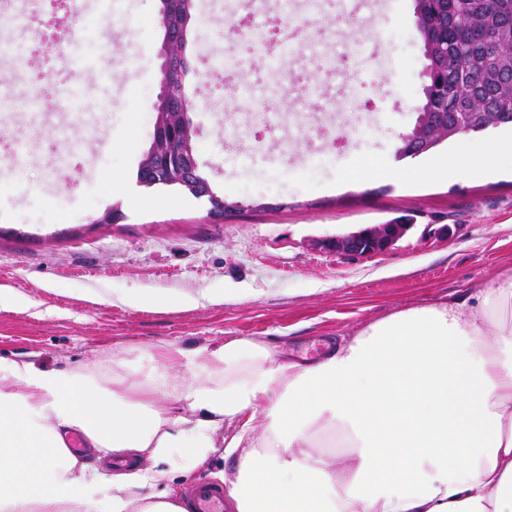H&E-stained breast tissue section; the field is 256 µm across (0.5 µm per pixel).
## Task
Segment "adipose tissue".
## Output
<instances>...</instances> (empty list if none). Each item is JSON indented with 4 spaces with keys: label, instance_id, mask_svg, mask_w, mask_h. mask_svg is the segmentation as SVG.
I'll return each mask as SVG.
<instances>
[{
    "label": "adipose tissue",
    "instance_id": "obj_1",
    "mask_svg": "<svg viewBox=\"0 0 512 512\" xmlns=\"http://www.w3.org/2000/svg\"><path fill=\"white\" fill-rule=\"evenodd\" d=\"M512 163V130L457 136L425 180ZM153 357L87 370L0 358V512H184L171 461L216 453L229 512H512V273L399 311L313 362L251 336L190 376ZM79 434L86 456L66 444ZM345 456H337V449Z\"/></svg>",
    "mask_w": 512,
    "mask_h": 512
}]
</instances>
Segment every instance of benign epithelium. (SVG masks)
Wrapping results in <instances>:
<instances>
[{
	"label": "benign epithelium",
	"mask_w": 512,
	"mask_h": 512,
	"mask_svg": "<svg viewBox=\"0 0 512 512\" xmlns=\"http://www.w3.org/2000/svg\"><path fill=\"white\" fill-rule=\"evenodd\" d=\"M187 43L186 25H164L163 56L169 61H184L182 48ZM496 79L502 87L512 92V49L500 52L492 63ZM188 100L185 95L183 80L163 78L160 81V94L156 106L155 130L163 128L164 123L178 121L187 132L183 147L178 152L177 167L179 179L192 188L197 197L205 198L210 204L211 213L224 215L223 199L216 194L207 179L199 170L198 150L195 136L197 127L188 114ZM441 131L445 138L456 134V128L448 127V114L444 112H427L421 114L413 128L410 139L416 146V152L423 153L436 144V131ZM410 228L408 224H376L352 232L342 237H333L323 242V247L342 252L352 257H368L382 254L393 245Z\"/></svg>",
	"instance_id": "benign-epithelium-1"
}]
</instances>
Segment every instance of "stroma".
Masks as SVG:
<instances>
[{"instance_id":"obj_1","label":"stroma","mask_w":512,"mask_h":512,"mask_svg":"<svg viewBox=\"0 0 512 512\" xmlns=\"http://www.w3.org/2000/svg\"><path fill=\"white\" fill-rule=\"evenodd\" d=\"M242 3L198 0L183 50L200 172L245 205L228 219L190 195L136 184L160 91V0H112L108 11L68 0L78 21L56 28L22 13L0 19V99L17 103L0 111V290L27 303L0 309L1 358L92 368L116 353L144 367L163 348L264 336L284 358L313 361L369 323L465 297L512 271L511 169L451 182L346 179L358 159L395 162L415 123L424 59L413 0H377L374 14L347 22L304 2L285 15L284 28L320 45L288 61L305 77L298 92L275 84L266 52L226 34ZM81 24L90 33L76 49L98 66L78 73L72 109L34 81L67 68L62 50ZM358 44L381 77L352 97L324 69L353 61ZM229 55L240 64L226 84ZM246 85L256 98L243 100ZM318 85L363 115L355 129H330L340 144L327 155ZM120 179L136 201L115 192ZM274 200L287 208L266 209ZM114 207L122 220L99 223ZM401 216L413 225L383 254L353 259L322 246Z\"/></svg>"}]
</instances>
